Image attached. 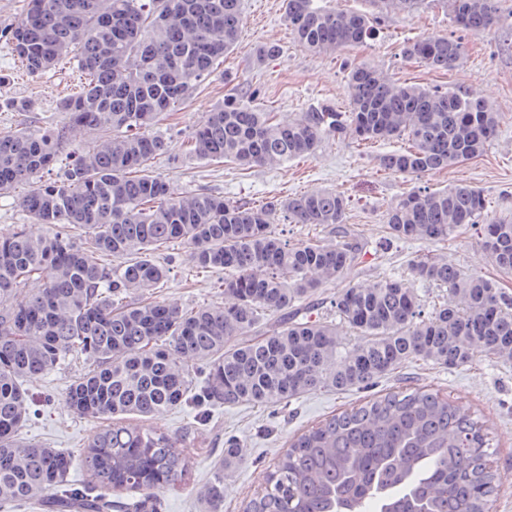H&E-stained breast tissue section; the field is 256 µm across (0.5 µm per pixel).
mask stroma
I'll return each instance as SVG.
<instances>
[{
    "mask_svg": "<svg viewBox=\"0 0 512 512\" xmlns=\"http://www.w3.org/2000/svg\"><path fill=\"white\" fill-rule=\"evenodd\" d=\"M327 3L336 9L376 17L373 37L362 46L335 55L312 54L293 39L284 0H242L239 39L225 56L222 70L156 125V132L172 141L170 156L156 161V171L173 178L183 191L212 192L232 201L267 202L324 189H337L349 196L351 207L345 224L361 234L367 254L362 264L351 267L316 294L314 311L322 319L336 321L331 302L342 288L370 285L390 275H408L411 263L430 251L447 256L465 272L495 280L512 293V274L501 272L483 250L480 225H463L446 243L433 245L422 240L386 241L384 224L387 208L404 192L418 187L441 189L456 183L482 191L490 202V218L512 222V0H498L500 20L494 29L464 35L465 56L450 71L432 70L403 56L406 41L454 33L452 18L444 10L427 2L411 11L395 12L379 11L373 0ZM265 45L278 46L279 51L273 58L257 62L256 51ZM360 62L374 65L397 82L476 90L498 113L495 137L481 156L418 179L381 171L377 158L394 150V143L364 145L349 137L325 140L310 158L249 170L207 164L184 154L182 140L223 101L225 79H232L240 88L255 90L258 103L278 112L280 118L293 119L324 101L347 110L348 73ZM81 81V74L69 66L39 78L30 77L10 50L0 44V101L29 100L30 120L42 125L61 121L55 104L78 91ZM167 265L169 278L160 290L162 299L183 307L224 305L225 298L217 288L223 272H196L181 249L171 251ZM87 368L85 361L73 360L28 382L40 414L24 427V438L71 451L92 440L96 423L75 416L65 400L69 384ZM405 384L437 391L452 400L459 398L472 406L493 447L491 463L506 476L491 512H512V363L482 359L456 369L431 363L410 365L383 378L375 391L383 395ZM362 397V392L356 390L318 391L292 400L275 413L243 404L213 407L204 416L188 404L153 419L152 424L172 434L192 430V479L197 486L207 483L218 468L225 437L234 436L240 445L249 448L247 465L224 477L221 508V512H243L247 502L264 487L289 440L331 414L353 407Z\"/></svg>",
    "mask_w": 512,
    "mask_h": 512,
    "instance_id": "35a3bbf8",
    "label": "stroma"
}]
</instances>
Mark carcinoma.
I'll list each match as a JSON object with an SVG mask.
<instances>
[{
    "label": "carcinoma",
    "instance_id": "obj_1",
    "mask_svg": "<svg viewBox=\"0 0 512 512\" xmlns=\"http://www.w3.org/2000/svg\"><path fill=\"white\" fill-rule=\"evenodd\" d=\"M467 34L498 23L496 0H434ZM295 40L332 55L366 42L374 18L286 0ZM241 0H26L0 43L38 78L65 60L84 76L56 102L65 121L0 132V195L52 171L16 199L41 224L0 237V508L26 503L43 512H112L110 492H135L125 512H160L161 494L189 485L190 435L171 436L146 420L190 402L201 408L280 407L315 391L364 390L412 361L448 369L480 357L512 361V295L439 254L385 277L344 288L336 314L353 333L303 313V303L361 263L365 243L341 228L350 199L337 190L255 204L181 191L154 169L170 141L151 128L209 80L234 47ZM406 57L450 70L460 38L430 35L405 44ZM349 111L320 103L285 120L238 90L184 140L187 154L243 170L314 154L328 138L402 140L381 169L418 176L480 156L497 112L471 91L390 81L361 64L348 76ZM77 124L97 134L73 147ZM336 228V242L289 244L280 220ZM485 224L482 245L512 273V223L488 218L481 191L467 184L412 190L386 211L390 239L438 242L465 224ZM171 244L192 265L224 270L227 303L184 309L156 295ZM37 279L41 288L26 292ZM445 288L457 303L425 314L414 282ZM279 313L263 325L261 315ZM90 362L67 389L71 411L106 425L84 447L89 475L70 481L73 457L31 442L21 430L35 413L26 381L69 358ZM205 372L196 388L189 364ZM471 406L407 388L333 414L297 436L245 512H490L503 476ZM246 464L237 443L203 490L204 512L224 504V471Z\"/></svg>",
    "mask_w": 512,
    "mask_h": 512
}]
</instances>
